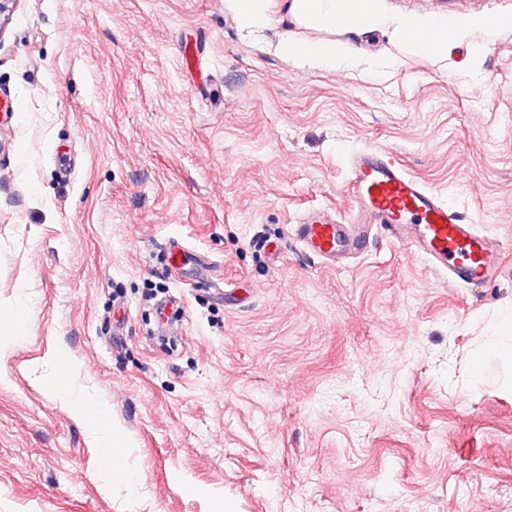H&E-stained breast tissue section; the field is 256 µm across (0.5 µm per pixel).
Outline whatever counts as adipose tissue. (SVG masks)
<instances>
[{"mask_svg": "<svg viewBox=\"0 0 512 512\" xmlns=\"http://www.w3.org/2000/svg\"><path fill=\"white\" fill-rule=\"evenodd\" d=\"M291 12L298 24L326 31L327 36L323 39L285 37L277 45L278 52L288 60L323 69H352L364 64L350 44L333 39V32L339 30L381 29L389 33L393 42L407 44L427 57L444 58L456 41L494 26L493 20L479 16L455 22L443 16L408 15L393 21L380 10L377 0H291ZM60 393L94 440L105 447L101 469L113 479L139 484V476L126 466L129 440L121 427L96 403L72 395L69 387H61Z\"/></svg>", "mask_w": 512, "mask_h": 512, "instance_id": "obj_1", "label": "adipose tissue"}]
</instances>
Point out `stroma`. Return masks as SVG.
<instances>
[{
  "mask_svg": "<svg viewBox=\"0 0 512 512\" xmlns=\"http://www.w3.org/2000/svg\"><path fill=\"white\" fill-rule=\"evenodd\" d=\"M390 18L504 17L420 56H278L314 37L276 0H17L0 27V512H512V364L471 359L512 311V0H380ZM383 145L498 238L504 272L448 286L375 232L330 265L293 234L342 211L347 155ZM212 264L170 273L169 240ZM182 303L174 344L159 300ZM129 439L132 494L60 399ZM204 495H196V488ZM272 0H225L224 7L242 28L254 30L270 21ZM277 51L290 61L323 69H352L366 64L349 43L336 38L298 39L287 35L277 44Z\"/></svg>",
  "mask_w": 512,
  "mask_h": 512,
  "instance_id": "stroma-1",
  "label": "stroma"
}]
</instances>
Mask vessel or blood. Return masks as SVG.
<instances>
[{"label":"vessel or blood","mask_w":512,"mask_h":512,"mask_svg":"<svg viewBox=\"0 0 512 512\" xmlns=\"http://www.w3.org/2000/svg\"><path fill=\"white\" fill-rule=\"evenodd\" d=\"M347 193L349 219L324 209L298 218L294 234L309 254L335 261L378 225L392 241L414 247L433 268L447 273L449 281L483 283L502 274L496 239L477 231L466 214L408 173L390 150L366 147L352 153Z\"/></svg>","instance_id":"obj_1"}]
</instances>
